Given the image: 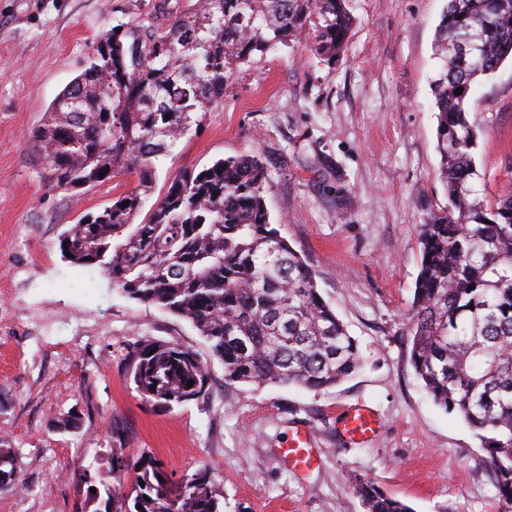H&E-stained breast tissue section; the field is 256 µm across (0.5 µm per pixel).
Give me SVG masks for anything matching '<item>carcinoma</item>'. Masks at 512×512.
<instances>
[{"instance_id": "1", "label": "carcinoma", "mask_w": 512, "mask_h": 512, "mask_svg": "<svg viewBox=\"0 0 512 512\" xmlns=\"http://www.w3.org/2000/svg\"><path fill=\"white\" fill-rule=\"evenodd\" d=\"M352 25L349 0H189L165 27L153 17L118 23L31 132L52 188L67 197L112 181L120 169L138 174L136 187L63 231L60 252L74 266L103 270L129 298L190 322L223 363L228 384L320 391L361 367L358 345L305 259L271 224L256 151L171 176L148 220L137 224L153 158L218 105L236 69L303 38L333 60ZM434 55L448 207L420 225L409 361L432 399L474 431L499 501L511 510L512 194L490 212L478 198L466 104L475 80L512 56V0H448ZM208 374L176 343L137 340L126 355V378L142 402L160 409L205 396ZM112 441L107 465L77 477L83 512H224L207 469L176 482L155 456L127 455L119 418ZM23 488L12 450L0 448V489ZM349 488L366 512H413L369 479L356 477Z\"/></svg>"}]
</instances>
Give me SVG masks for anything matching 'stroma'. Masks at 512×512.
<instances>
[{"label":"stroma","instance_id":"35a3bbf8","mask_svg":"<svg viewBox=\"0 0 512 512\" xmlns=\"http://www.w3.org/2000/svg\"><path fill=\"white\" fill-rule=\"evenodd\" d=\"M153 3L0 0V446L13 450L27 485L0 493V512H81L74 479L105 466L115 417L133 431L127 454L155 455L172 479L208 468L224 512H365L348 487L356 475L413 512H504L478 439L426 396L408 358L419 226L447 204L432 91L447 0H351L355 23L336 61L303 40L257 58L228 79L201 127L154 162L156 200L177 171L258 152L272 223L306 258L363 356L359 372L321 392L226 384L188 321L61 256V233L138 177L121 172L111 186L67 198L28 134L97 37ZM468 110L475 187L492 206L512 192L511 61L476 82ZM142 337L193 350L209 367L208 395L169 410L145 405L123 373ZM358 406L381 421L363 445L336 432ZM71 415L75 427L61 429ZM298 428L321 453L304 477L278 455Z\"/></svg>","mask_w":512,"mask_h":512}]
</instances>
